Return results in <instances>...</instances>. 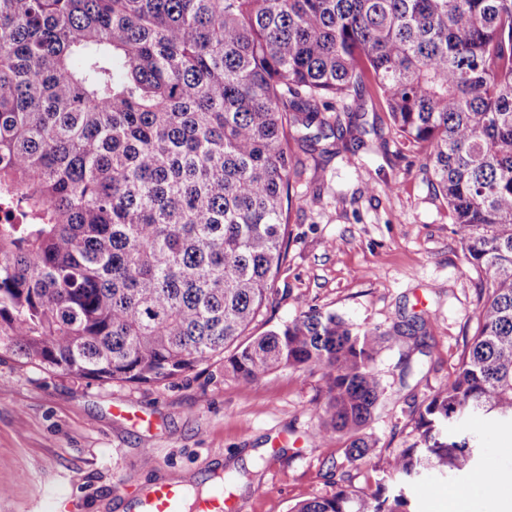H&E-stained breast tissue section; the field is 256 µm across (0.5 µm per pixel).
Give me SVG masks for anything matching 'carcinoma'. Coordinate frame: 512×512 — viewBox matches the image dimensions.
I'll list each match as a JSON object with an SVG mask.
<instances>
[{
    "instance_id": "1",
    "label": "carcinoma",
    "mask_w": 512,
    "mask_h": 512,
    "mask_svg": "<svg viewBox=\"0 0 512 512\" xmlns=\"http://www.w3.org/2000/svg\"><path fill=\"white\" fill-rule=\"evenodd\" d=\"M427 181L477 274L448 385L391 451L346 465L385 388L383 341L311 308L252 334L287 260L296 149L367 145L366 100ZM0 349L101 383L166 384L211 362L249 386L318 372L343 445L336 492L291 512H412L403 483L475 466L466 416L512 426V0H0Z\"/></svg>"
}]
</instances>
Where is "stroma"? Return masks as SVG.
<instances>
[{"instance_id":"obj_1","label":"stroma","mask_w":512,"mask_h":512,"mask_svg":"<svg viewBox=\"0 0 512 512\" xmlns=\"http://www.w3.org/2000/svg\"><path fill=\"white\" fill-rule=\"evenodd\" d=\"M305 160L288 259L256 332L313 307L383 332L417 314L431 335L413 376L401 375L408 342L385 345L374 361L385 400L369 426L380 453L354 471L364 487L381 478L383 450L418 441V408L451 378L473 332L477 284L422 155L398 154L390 142ZM320 386L318 375L283 369L246 387L220 363L165 385H111L46 372L0 349V512H128L151 485L205 492L221 477L241 512H289L336 491L323 464L341 458L339 444L309 441L322 421ZM137 414L144 424L132 423ZM460 427L482 437L484 465L512 471L511 428L484 419ZM460 492L474 512H489L472 473L430 469L406 494L413 512H448Z\"/></svg>"}]
</instances>
